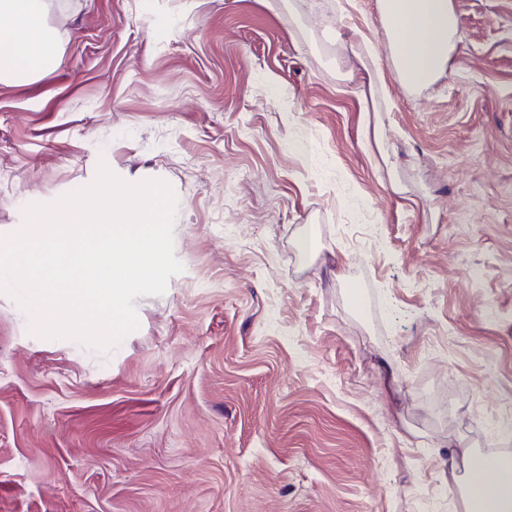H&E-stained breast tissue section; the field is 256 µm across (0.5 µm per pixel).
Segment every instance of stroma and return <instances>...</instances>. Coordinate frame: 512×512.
Masks as SVG:
<instances>
[{
    "mask_svg": "<svg viewBox=\"0 0 512 512\" xmlns=\"http://www.w3.org/2000/svg\"><path fill=\"white\" fill-rule=\"evenodd\" d=\"M292 3L55 0L0 85V236L103 158L172 186L184 266L110 355L0 294V512H461L439 446L512 453V0L376 92V0Z\"/></svg>",
    "mask_w": 512,
    "mask_h": 512,
    "instance_id": "35a3bbf8",
    "label": "stroma"
}]
</instances>
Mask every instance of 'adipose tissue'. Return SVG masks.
Wrapping results in <instances>:
<instances>
[{"mask_svg": "<svg viewBox=\"0 0 512 512\" xmlns=\"http://www.w3.org/2000/svg\"><path fill=\"white\" fill-rule=\"evenodd\" d=\"M390 60L401 85L422 88L448 70L458 43L454 0H377ZM52 0H0V84L43 77L58 63ZM442 478L465 512H512V458L449 441Z\"/></svg>", "mask_w": 512, "mask_h": 512, "instance_id": "adipose-tissue-1", "label": "adipose tissue"}]
</instances>
